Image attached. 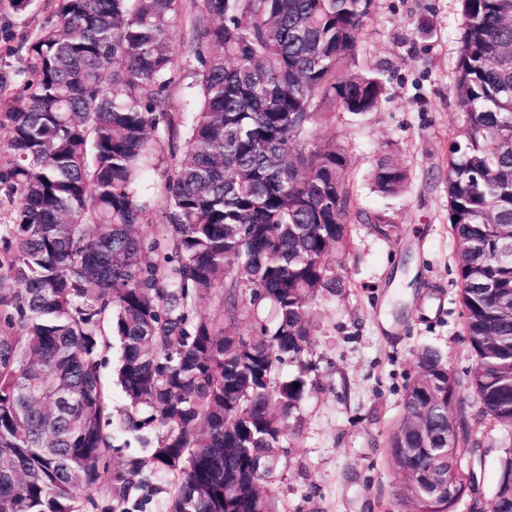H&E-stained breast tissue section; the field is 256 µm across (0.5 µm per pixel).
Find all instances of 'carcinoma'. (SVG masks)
Segmentation results:
<instances>
[{
    "label": "carcinoma",
    "instance_id": "cac0c4a2",
    "mask_svg": "<svg viewBox=\"0 0 512 512\" xmlns=\"http://www.w3.org/2000/svg\"><path fill=\"white\" fill-rule=\"evenodd\" d=\"M194 5L180 46L183 0H51L17 80L0 75L12 214L0 226V512L98 509L114 448L101 379L112 335L123 423L145 448L109 478L117 505L163 478L166 512H277L268 485L317 387L313 309L338 288L327 260L353 219L397 235L384 212L351 213L346 153L315 139L335 110L381 102L382 82L352 68L373 0ZM462 16L467 125L448 148V224L467 387L511 429L512 317L500 302L512 298V0H462ZM176 86L195 101L186 119L169 109ZM164 134L183 136L170 167L156 163ZM408 180L389 157L372 173L384 196ZM219 282L224 317L201 314ZM242 318L247 338L233 331ZM417 364L389 449H413L398 483L416 512H440L470 477L450 471L442 489L424 474L475 447L441 352L424 347Z\"/></svg>",
    "mask_w": 512,
    "mask_h": 512
}]
</instances>
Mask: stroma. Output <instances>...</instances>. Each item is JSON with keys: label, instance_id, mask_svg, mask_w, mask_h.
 <instances>
[{"label": "stroma", "instance_id": "obj_1", "mask_svg": "<svg viewBox=\"0 0 512 512\" xmlns=\"http://www.w3.org/2000/svg\"><path fill=\"white\" fill-rule=\"evenodd\" d=\"M50 14L45 0L24 15L0 0V72L21 66V38ZM462 23V0H374L357 62L382 81L381 102L363 116L336 111L316 130L348 156L353 207L386 212L399 236L383 240L369 225L350 224L346 248L328 261L343 288L314 309L308 359L319 385L301 406L270 486L279 512H410L388 441L419 375L416 353L439 350L461 381L473 364L448 227V146L467 122L454 93ZM386 154L409 173L397 198L371 189ZM457 395L474 418L478 448L474 491L456 512H488L511 433L482 416L466 388Z\"/></svg>", "mask_w": 512, "mask_h": 512}]
</instances>
